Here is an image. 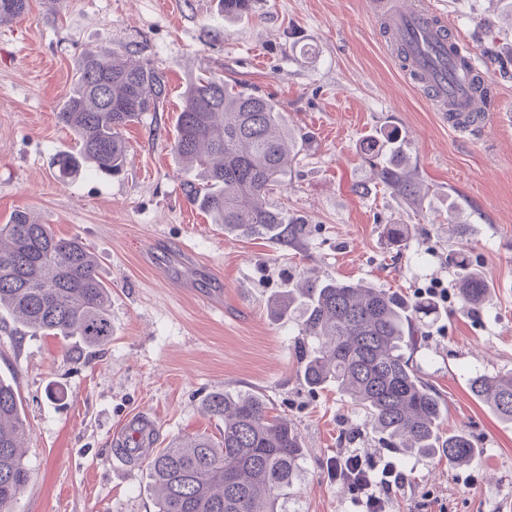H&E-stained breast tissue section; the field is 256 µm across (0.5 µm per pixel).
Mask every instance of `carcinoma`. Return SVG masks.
<instances>
[{
    "instance_id": "carcinoma-1",
    "label": "carcinoma",
    "mask_w": 512,
    "mask_h": 512,
    "mask_svg": "<svg viewBox=\"0 0 512 512\" xmlns=\"http://www.w3.org/2000/svg\"><path fill=\"white\" fill-rule=\"evenodd\" d=\"M224 17L252 9V0H219ZM29 0H0V24L27 13ZM167 97L162 71L126 57L106 44L83 55L57 122L70 130L76 150L54 161L58 178L83 169L119 176L128 153L123 130ZM171 152L199 183L190 202L224 232L279 239L301 231L303 220L267 202L284 185L298 143L283 113L269 98L234 90L217 75L203 74L188 86L177 116ZM407 153L397 138L373 163L380 181L403 196L417 193L405 170ZM388 244L406 247L408 225L388 224ZM463 305L479 307L491 285L465 254L455 256ZM111 291L94 255L77 238L57 237L24 211L0 225V311L33 333L78 339L88 349L112 339ZM428 301L403 298L365 281L301 276L274 295L275 320L295 316L297 370L311 390L336 386L354 410L366 415L371 432L389 448L407 453L435 450L450 464L471 462L477 448L462 430L442 431L446 407L414 360ZM470 390L503 422L512 423V371L476 372ZM257 392H215L205 411L224 422L220 438L195 435L162 448L149 460L157 512H288L304 456L300 431L271 414ZM26 421L13 384L0 378V512L14 505L31 479L22 439Z\"/></svg>"
}]
</instances>
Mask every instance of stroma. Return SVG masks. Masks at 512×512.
<instances>
[{
    "label": "stroma",
    "mask_w": 512,
    "mask_h": 512,
    "mask_svg": "<svg viewBox=\"0 0 512 512\" xmlns=\"http://www.w3.org/2000/svg\"><path fill=\"white\" fill-rule=\"evenodd\" d=\"M430 2L467 34L502 98L483 132L455 131L405 80L370 0H255L232 20L218 0H29L23 20L0 26V225L25 211L80 239L112 289V339L93 353L0 317V377L23 401L31 471L15 512H156L147 468L123 470L114 433L146 412L158 447L219 437L224 424L203 401L224 390L261 393L300 430L288 512H357L332 460L395 455L335 387L300 379L295 327L273 320L267 302L302 273L408 298L447 287L415 359L448 408L445 431H466L480 453L454 467L406 455L407 482L387 512H512V425L468 384L474 369L512 370V79L498 66L512 59V27L490 0ZM109 41L165 73L166 101L124 131L122 176L59 180L53 161L76 144L56 113L80 57ZM206 70L284 113L299 153L270 201L304 218L302 235H228L189 202L195 176L169 144L184 93ZM379 130L403 138L415 197L379 181L368 160ZM388 224L409 226L406 250L387 245ZM453 250L492 286L480 307L458 300Z\"/></svg>",
    "instance_id": "obj_1"
}]
</instances>
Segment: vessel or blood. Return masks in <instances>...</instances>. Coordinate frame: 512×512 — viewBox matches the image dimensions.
<instances>
[{"instance_id": "vessel-or-blood-1", "label": "vessel or blood", "mask_w": 512, "mask_h": 512, "mask_svg": "<svg viewBox=\"0 0 512 512\" xmlns=\"http://www.w3.org/2000/svg\"><path fill=\"white\" fill-rule=\"evenodd\" d=\"M378 8L382 29L397 49L405 73L442 119L465 132L485 124L496 100H480L472 91V79L481 67L471 43L460 31L425 0H408L403 7L395 0H380ZM113 442L122 450L123 466L135 469L154 452L152 417L132 415Z\"/></svg>"}]
</instances>
